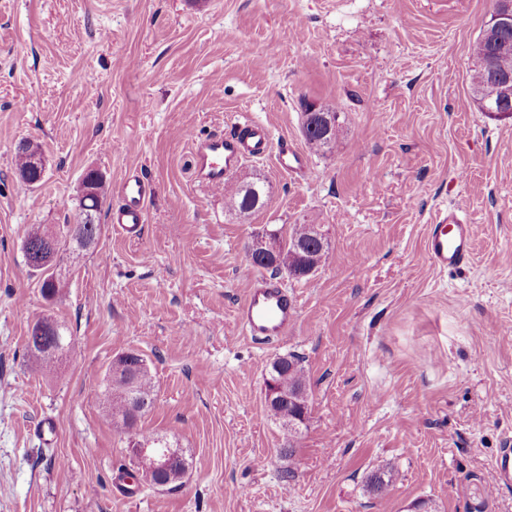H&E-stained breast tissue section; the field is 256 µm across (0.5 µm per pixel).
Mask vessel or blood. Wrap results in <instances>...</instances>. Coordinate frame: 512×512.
Instances as JSON below:
<instances>
[{"mask_svg": "<svg viewBox=\"0 0 512 512\" xmlns=\"http://www.w3.org/2000/svg\"><path fill=\"white\" fill-rule=\"evenodd\" d=\"M276 153L280 166H303L302 153L288 146L274 147L269 129L247 119L231 124L224 134L197 141L194 146L198 179L214 191L223 190L226 179L246 158H262ZM121 203L112 211L115 230L138 233L146 221L147 183L140 174L128 175L120 186ZM472 247V227L457 210L440 211L427 237V254L432 265L445 270L468 262ZM298 301L281 284L252 279L246 297L237 308V320L256 341L286 339L295 327ZM492 483L502 487L512 483V448L502 449L493 466Z\"/></svg>", "mask_w": 512, "mask_h": 512, "instance_id": "b4317fda", "label": "vessel or blood"}]
</instances>
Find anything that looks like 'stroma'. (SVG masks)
Instances as JSON below:
<instances>
[{"label":"stroma","instance_id":"obj_1","mask_svg":"<svg viewBox=\"0 0 512 512\" xmlns=\"http://www.w3.org/2000/svg\"><path fill=\"white\" fill-rule=\"evenodd\" d=\"M492 0H0V512H512L493 488L512 446V119L471 97V49ZM341 114L333 151L306 105ZM307 157L237 180L264 207L229 213L195 178L190 141L238 119ZM40 145L39 184L18 176ZM106 197L96 246L66 251L46 301L22 251L31 224H73L83 176ZM150 188L137 237L109 219L119 188ZM472 226L469 261L439 270L429 224ZM317 224L328 262L276 280L298 299L288 339L236 320L254 235ZM51 317L73 338L54 374L25 349ZM139 352L156 384L144 432L189 461L182 486L140 485L104 408L113 359ZM302 360L309 413L292 457L265 407L272 362ZM53 420L55 431L35 429ZM393 473L385 495L372 473ZM294 478H287V471ZM305 112H326L328 114L333 113L334 119L336 121V127H335V122L333 121L332 115H330V116L324 115V118L327 121V126H326L327 128H324V131H326V130L327 131L324 134V137L329 136L330 133L336 128L335 136H333L329 139H323L318 126L311 128V125L316 123L314 121L309 124L308 130H307V136H306L307 143L313 150H315L317 152H320V151L325 152L327 150L330 151L335 146L338 136H339V131H340V127H341L340 126V124H341L340 112H336L335 110L330 109V108H322V107L314 110V106H312V107L307 106L305 109ZM29 146L30 148L28 149L27 144L23 143L17 148V171L19 172L21 178H24L23 180L25 183L35 185L42 181L43 172H37L30 165L27 151L30 154L31 163L36 168H44V160L41 149H37V144L31 142ZM512 448H503L500 456L493 466L492 483L499 488L510 485L512 482L511 472Z\"/></svg>","mask_w":512,"mask_h":512}]
</instances>
